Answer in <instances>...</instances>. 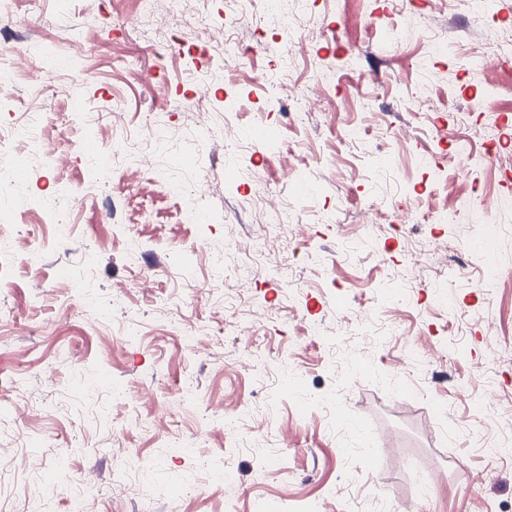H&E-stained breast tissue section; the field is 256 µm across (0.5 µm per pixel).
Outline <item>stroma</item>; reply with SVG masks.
<instances>
[{
  "instance_id": "obj_1",
  "label": "stroma",
  "mask_w": 512,
  "mask_h": 512,
  "mask_svg": "<svg viewBox=\"0 0 512 512\" xmlns=\"http://www.w3.org/2000/svg\"><path fill=\"white\" fill-rule=\"evenodd\" d=\"M276 2L227 26L225 0H14L0 134H38L0 158L23 243L0 281V512H64L44 486L89 470L90 512H512V454L486 452L512 446V357L488 350L512 342V96L486 83L512 69L491 49L512 0ZM219 26L241 63L206 54ZM289 32L287 77L256 81ZM77 112L99 153L62 125ZM158 114L168 138L128 166L124 132ZM428 206L454 223L415 222Z\"/></svg>"
}]
</instances>
